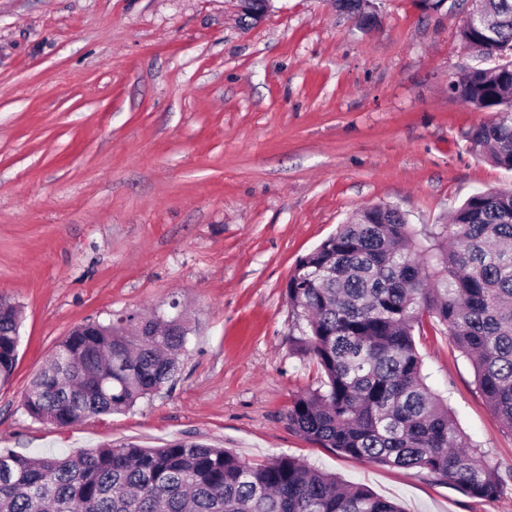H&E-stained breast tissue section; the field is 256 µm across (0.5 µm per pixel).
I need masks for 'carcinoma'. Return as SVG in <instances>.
<instances>
[{
  "label": "carcinoma",
  "mask_w": 512,
  "mask_h": 512,
  "mask_svg": "<svg viewBox=\"0 0 512 512\" xmlns=\"http://www.w3.org/2000/svg\"><path fill=\"white\" fill-rule=\"evenodd\" d=\"M461 42L494 66H464L448 92L490 117L465 133L468 149L512 170V0H480ZM393 207L361 210L297 260L285 288L305 321L296 354L321 384L295 395L288 425L323 448L399 469L424 470L494 502L507 483L426 384L415 332L444 326L474 367L479 392L512 430V191L476 192L426 234ZM20 310L0 300V387L12 378ZM186 319L128 312L81 325L32 380L23 406L60 427L121 414L174 380ZM0 512H401L362 485L280 455L264 464L189 440L163 448L107 444L30 458L0 453Z\"/></svg>",
  "instance_id": "obj_1"
}]
</instances>
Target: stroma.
Segmentation results:
<instances>
[{"label": "stroma", "mask_w": 512, "mask_h": 512, "mask_svg": "<svg viewBox=\"0 0 512 512\" xmlns=\"http://www.w3.org/2000/svg\"><path fill=\"white\" fill-rule=\"evenodd\" d=\"M369 30L333 0H0V297L22 308L0 388V451L199 440L260 464L288 455L402 512H512L421 471L320 447L286 419L318 385L295 354L284 288L297 259L360 209L444 223L512 170L477 158L482 120L448 92L475 58L462 8L372 0ZM179 299V371L124 414L56 427L29 417L32 378L77 326ZM428 385L462 431L512 470V431L445 327L416 337Z\"/></svg>", "instance_id": "stroma-1"}]
</instances>
